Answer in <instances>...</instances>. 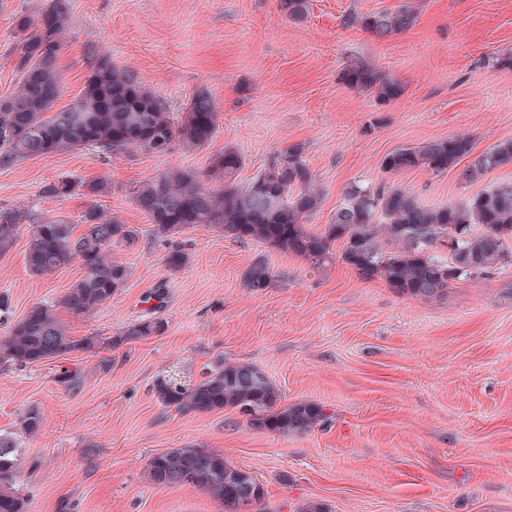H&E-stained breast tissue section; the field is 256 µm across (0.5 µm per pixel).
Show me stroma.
I'll use <instances>...</instances> for the list:
<instances>
[{
    "label": "stroma",
    "mask_w": 512,
    "mask_h": 512,
    "mask_svg": "<svg viewBox=\"0 0 512 512\" xmlns=\"http://www.w3.org/2000/svg\"><path fill=\"white\" fill-rule=\"evenodd\" d=\"M406 1L309 0L305 18L292 21L277 0H68L57 108L75 99L92 59L106 52L170 111L202 90L220 119L202 150L107 162L69 151L0 167V208L61 216L80 233L88 197H48L43 187L105 178L112 193L103 210L139 232L134 245L110 251L131 269L125 287L84 316L58 305L79 264L46 278L27 270L29 224L0 258V292L10 297L0 336L9 321L53 302L71 336L98 342L66 364L81 374L74 386L61 382L57 360L0 363V434L20 450L17 490L28 512H222L202 489L147 479L153 456L186 445L220 451L261 484L264 497L249 512H301L310 502L326 512H512V264L447 297L414 299L343 261L315 269L194 224L181 235L189 261L172 270L131 197L170 169L204 172L226 148L243 158L244 184L294 146L322 192L310 219L319 230L355 182L403 188L425 206L512 187L510 165L474 183L457 170L382 172L390 151L434 138L467 135L478 153L512 138V67L495 63L512 55V0H410L418 22L386 39L341 23L347 13ZM48 3L0 0V98L20 81L19 18L38 19ZM356 61L400 81L403 95L383 102L348 86L342 74ZM259 258L275 278L254 292L243 275ZM154 318L165 322L162 334L127 337ZM221 359L255 365L285 403H318L327 422L279 436L230 408L180 414L157 401L158 377L193 384ZM32 409L44 421L28 435L19 421Z\"/></svg>",
    "instance_id": "stroma-1"
}]
</instances>
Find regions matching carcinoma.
<instances>
[{
    "label": "carcinoma",
    "mask_w": 512,
    "mask_h": 512,
    "mask_svg": "<svg viewBox=\"0 0 512 512\" xmlns=\"http://www.w3.org/2000/svg\"><path fill=\"white\" fill-rule=\"evenodd\" d=\"M309 0H279L280 11L293 21L308 12ZM419 11L411 4L394 12H350L346 27H358L384 39L412 28ZM68 18L67 0L51 4L33 22H18V90L0 98V166L20 159L91 150L101 160L126 152L166 155L176 146L210 145L219 112L205 92L196 93L185 111L170 112L165 103L147 91L135 74L112 64L106 55L92 61L81 94L57 110L60 96L58 59ZM351 87L372 92L385 102L399 98L404 88L367 62H354L344 70ZM470 138L451 135L416 147H401L386 154L382 169L395 174L424 168L434 174L462 171L466 181L512 165V140H502L474 156ZM242 159L231 149L211 155L205 172L174 169L139 185L133 191L135 206L154 224L157 241L166 248L172 270L182 268L187 253L176 237L191 224H202L238 240L297 255L318 268L336 259V244L343 245L342 261L364 280L381 279L397 294L415 299H436L448 289L475 277L490 276L512 263V187L471 196L464 205L428 207L412 195L384 183H354L344 193V203L332 222L316 231L308 219L321 207L322 194L314 185L300 149L281 152L246 184L237 181ZM81 191L95 200L82 214V234L62 218L32 222L31 243L25 256L29 272L48 277L80 262L81 277L59 301L75 316L99 309L123 288L129 267L109 258L116 243L134 245L138 230L106 215L96 204L112 191L106 179H61L46 187L54 198ZM25 215L0 209V257L14 247ZM446 253L442 258L439 253ZM275 274L262 259L245 272V284L254 292L269 288ZM163 323L147 320L133 326L127 336L138 338L162 331ZM96 348L94 337L69 335L55 306L41 303L0 337V360L19 367L60 359ZM154 392L167 409L179 413H206L232 407L248 422L278 435L309 431L328 416L312 402L281 404V393L259 368L249 363L222 361L190 386L165 375ZM43 416L29 410L20 420L21 430L40 431ZM149 480L159 486L191 485L208 492L224 512H240L248 499L261 501L264 489L248 473L229 464L224 454L211 448L186 446L154 456ZM21 478L16 443L0 436V512H27L15 485Z\"/></svg>",
    "instance_id": "1"
}]
</instances>
